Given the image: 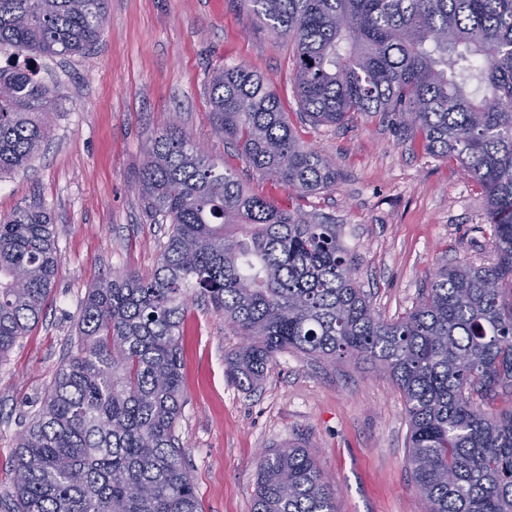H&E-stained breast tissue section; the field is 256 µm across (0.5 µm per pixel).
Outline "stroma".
Returning <instances> with one entry per match:
<instances>
[{"label":"stroma","mask_w":512,"mask_h":512,"mask_svg":"<svg viewBox=\"0 0 512 512\" xmlns=\"http://www.w3.org/2000/svg\"><path fill=\"white\" fill-rule=\"evenodd\" d=\"M38 65L58 84L60 108L29 168L0 177V215L46 208L59 268L40 321L0 361V496L12 489L21 432L57 368L79 350L75 325L90 286L157 265L169 227L151 217L137 184L145 142L170 120L247 189L338 224L355 278L382 318L412 310L441 265L494 259L485 198L459 164L425 152L389 118L312 124L285 48L240 0H108L92 51ZM239 65L270 80L298 138L335 161L332 187L289 190L215 135L210 78ZM240 343L209 303H189L175 435L202 512H252L261 453L295 442L313 447L337 512H426L406 466L405 404L385 373L362 360L288 351L250 392L224 375Z\"/></svg>","instance_id":"35a3bbf8"}]
</instances>
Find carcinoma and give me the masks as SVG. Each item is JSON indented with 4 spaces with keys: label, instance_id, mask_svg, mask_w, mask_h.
Returning a JSON list of instances; mask_svg holds the SVG:
<instances>
[{
    "label": "carcinoma",
    "instance_id": "obj_1",
    "mask_svg": "<svg viewBox=\"0 0 512 512\" xmlns=\"http://www.w3.org/2000/svg\"><path fill=\"white\" fill-rule=\"evenodd\" d=\"M291 49L296 95L315 125L391 118L453 159L486 198L493 262L436 272L404 317H377L337 225L276 207L168 125L148 140L138 191L170 225L149 277L89 289L79 352L58 368L19 437L3 512H202L185 450L179 336L199 296L244 336L228 374L255 389L277 355L362 358L405 402L407 467L427 512H512V0H244ZM106 0H0V175L49 137L57 87L30 63L86 53ZM476 82L475 88L469 83ZM215 133L301 193L338 170L296 137L263 77L213 73ZM58 270L56 228L37 205L0 217V358L43 313ZM504 393L507 406L485 409ZM252 512H337L315 452L290 443L257 465Z\"/></svg>",
    "mask_w": 512,
    "mask_h": 512
}]
</instances>
